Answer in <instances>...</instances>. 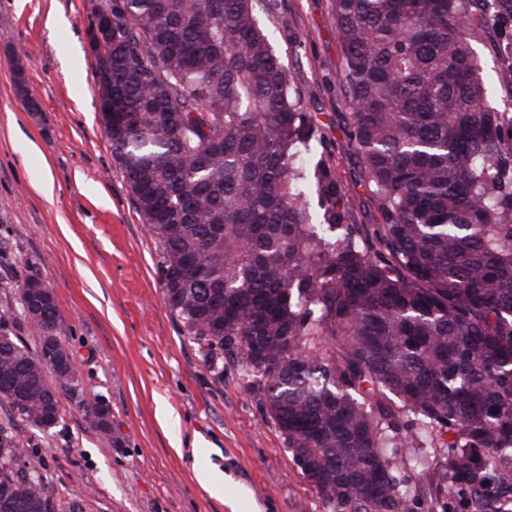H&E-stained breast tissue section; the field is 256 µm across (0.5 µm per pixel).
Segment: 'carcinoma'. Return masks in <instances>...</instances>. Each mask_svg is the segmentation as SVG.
Returning a JSON list of instances; mask_svg holds the SVG:
<instances>
[{"mask_svg":"<svg viewBox=\"0 0 512 512\" xmlns=\"http://www.w3.org/2000/svg\"><path fill=\"white\" fill-rule=\"evenodd\" d=\"M112 8L101 124L158 248L164 300L224 380L241 363L330 512H410L396 449L443 448L448 512H512V113L484 106L479 27L512 40V0H334L360 157L382 217L345 223L256 0ZM31 352L0 313V512H83L23 461L80 376L58 307ZM398 399L412 419L401 422ZM103 434L112 410L82 406Z\"/></svg>","mask_w":512,"mask_h":512,"instance_id":"1","label":"carcinoma"}]
</instances>
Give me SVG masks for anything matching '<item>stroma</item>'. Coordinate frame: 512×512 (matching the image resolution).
Instances as JSON below:
<instances>
[{
  "mask_svg": "<svg viewBox=\"0 0 512 512\" xmlns=\"http://www.w3.org/2000/svg\"><path fill=\"white\" fill-rule=\"evenodd\" d=\"M333 15L334 0H278L257 12L315 130L310 164L335 178L346 222L370 232L381 215L349 147ZM88 24L86 0H0V310L38 349L18 284L42 278L80 371L76 391L60 394V422L20 430L22 444L62 501L85 512H326L237 359L225 357L216 380L164 300L156 242L98 121ZM472 48L486 105L512 113V49L488 27ZM41 175L52 195L36 189ZM101 399L112 409L106 435L79 409ZM398 458L412 512H442V450L402 448ZM210 471L224 475L221 491L205 489Z\"/></svg>",
  "mask_w": 512,
  "mask_h": 512,
  "instance_id": "stroma-1",
  "label": "stroma"
}]
</instances>
